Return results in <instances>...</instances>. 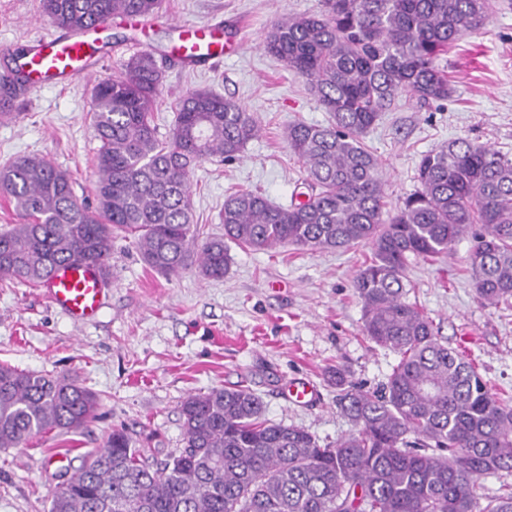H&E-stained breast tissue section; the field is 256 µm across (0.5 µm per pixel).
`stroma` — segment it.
<instances>
[{
    "instance_id": "35a3bbf8",
    "label": "stroma",
    "mask_w": 512,
    "mask_h": 512,
    "mask_svg": "<svg viewBox=\"0 0 512 512\" xmlns=\"http://www.w3.org/2000/svg\"><path fill=\"white\" fill-rule=\"evenodd\" d=\"M324 0H163L152 25L138 31L114 21L100 35L98 77L129 57L152 51L163 73L154 123L159 138L174 126L176 104L207 88L245 108L260 125L237 159L212 158L190 174L191 200L204 234L224 231V198L257 191L280 205L304 191L306 175L284 132L303 121L327 124L305 79L262 47L271 24L286 14H318ZM211 27L224 42L221 62L184 66L171 54L178 25ZM54 25L42 0H0V74L13 54ZM440 64L454 92L423 105L401 95L364 138L383 163L390 210L402 207L418 183L423 154L455 139L491 145L512 158V0H492L483 25L465 34ZM93 80L23 93L16 121L0 122V165L47 157L72 181L78 199L94 202L99 142L92 120ZM471 239L435 260L409 259V301L429 316L441 342L472 360L489 387L512 398V308L491 307L470 278ZM228 274L205 279L189 270L166 277L142 260L131 237L112 241L110 280L98 315L75 325L38 285L0 281V364L65 375L94 392L99 407L76 431L50 430L0 451V512H49L53 491L123 428L165 459L182 446L180 408L191 395L238 384L263 400L265 416L335 444L355 430L336 402V369L349 382L376 389L397 362L391 350L362 333V304L352 277L371 255L303 251L282 246L254 252L230 245ZM305 378L318 390L305 405L290 402L286 384ZM66 453L69 467L53 465Z\"/></svg>"
}]
</instances>
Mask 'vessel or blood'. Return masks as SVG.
Masks as SVG:
<instances>
[{
	"label": "vessel or blood",
	"mask_w": 512,
	"mask_h": 512,
	"mask_svg": "<svg viewBox=\"0 0 512 512\" xmlns=\"http://www.w3.org/2000/svg\"><path fill=\"white\" fill-rule=\"evenodd\" d=\"M94 43L88 32L69 30L54 37L35 40L28 48L25 90L47 85L67 86L80 75H90ZM221 47L215 33L203 28L183 27L174 57L194 65L216 58ZM106 281L99 266L70 261L55 268L43 286L52 303L76 322L95 317L103 305Z\"/></svg>",
	"instance_id": "1"
}]
</instances>
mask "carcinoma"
<instances>
[{
	"instance_id": "obj_1",
	"label": "carcinoma",
	"mask_w": 512,
	"mask_h": 512,
	"mask_svg": "<svg viewBox=\"0 0 512 512\" xmlns=\"http://www.w3.org/2000/svg\"><path fill=\"white\" fill-rule=\"evenodd\" d=\"M490 0H324L317 15H285L264 49L304 78L326 125L288 126L289 147L312 188L283 207L257 192L224 198V236H202L188 173L212 157L236 159L259 126L207 89L177 105L168 140L153 109L162 72L149 52L93 88L95 208L78 201L70 176L50 160L0 166V193L23 223L0 233V281L38 284L61 262L98 264L108 275L112 237H133L143 261L167 277L196 269L222 279L226 241L251 251L371 247L352 283L362 331L398 356L379 391L345 386L339 404L356 432L321 445L303 427L264 416L249 387L216 388L181 405L184 448L149 461L123 430L89 453L52 497L50 512H512V484L478 493L483 476L512 474V404L475 365L443 345L407 299L408 258L433 260L472 239L471 276L482 301L512 306V159L467 139L422 155L419 188L393 213L381 163L363 137L398 97L423 104L453 93L441 56L486 17ZM161 0H42L61 29L99 18L151 17ZM22 77L0 75V102ZM95 395L65 376L0 365V450L45 431L81 428Z\"/></svg>"
}]
</instances>
